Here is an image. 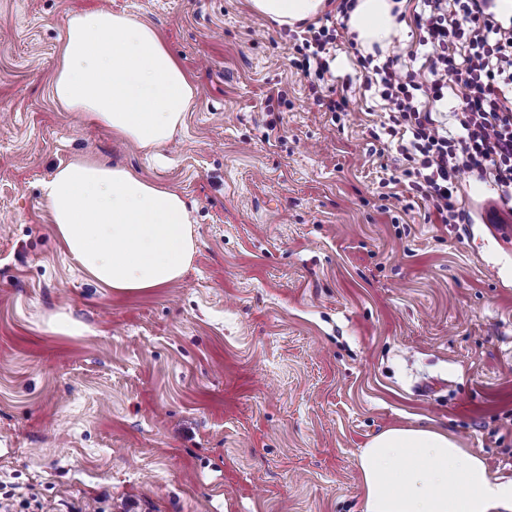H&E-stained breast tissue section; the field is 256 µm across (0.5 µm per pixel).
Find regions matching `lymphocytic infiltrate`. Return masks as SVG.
<instances>
[{
	"label": "lymphocytic infiltrate",
	"mask_w": 512,
	"mask_h": 512,
	"mask_svg": "<svg viewBox=\"0 0 512 512\" xmlns=\"http://www.w3.org/2000/svg\"><path fill=\"white\" fill-rule=\"evenodd\" d=\"M413 22L420 45L429 47L419 69L398 56L375 62L360 57L368 85L390 106L381 130L394 148L385 185L408 183L439 224L465 219L458 179L475 174L493 182L504 205L512 204V28L481 7V0H419ZM336 26L308 25L295 44V67L310 89L332 80ZM458 100L447 119L434 115L448 85Z\"/></svg>",
	"instance_id": "lymphocytic-infiltrate-1"
}]
</instances>
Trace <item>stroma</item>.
Segmentation results:
<instances>
[{
  "mask_svg": "<svg viewBox=\"0 0 512 512\" xmlns=\"http://www.w3.org/2000/svg\"><path fill=\"white\" fill-rule=\"evenodd\" d=\"M150 24L196 89L148 151L50 95L66 14ZM249 0H0V494L46 512H362L358 455L394 426L447 431L512 479V248L431 224L370 136L385 105L348 38L336 123ZM90 156L181 194L179 281L99 287L42 184ZM65 316L85 332H53Z\"/></svg>",
  "mask_w": 512,
  "mask_h": 512,
  "instance_id": "35a3bbf8",
  "label": "stroma"
}]
</instances>
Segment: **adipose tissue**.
Masks as SVG:
<instances>
[{"label": "adipose tissue", "instance_id": "ef3b65f1", "mask_svg": "<svg viewBox=\"0 0 512 512\" xmlns=\"http://www.w3.org/2000/svg\"><path fill=\"white\" fill-rule=\"evenodd\" d=\"M278 24L314 20L325 0H250ZM394 0H355L347 21L365 51L388 48L406 26ZM52 83L54 102L139 148L167 144L196 91L155 29L127 14H68ZM59 238L98 284L123 293L179 280L195 252L186 200L123 166L85 158L43 186ZM364 512H512V480L495 478L446 432L395 426L358 457Z\"/></svg>", "mask_w": 512, "mask_h": 512}]
</instances>
